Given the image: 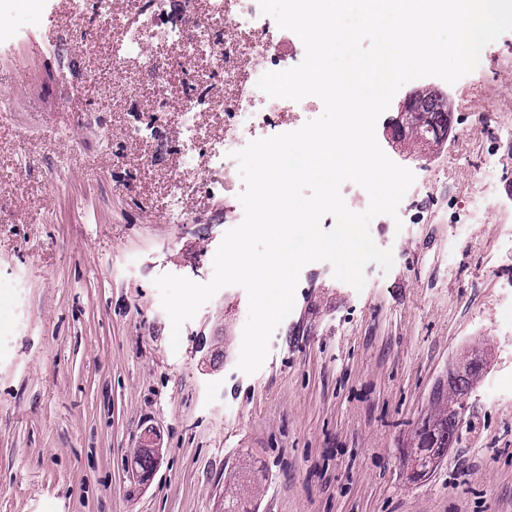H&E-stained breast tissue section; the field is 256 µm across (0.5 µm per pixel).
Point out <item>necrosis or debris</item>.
<instances>
[{
    "instance_id": "4bbe7bcc",
    "label": "necrosis or debris",
    "mask_w": 512,
    "mask_h": 512,
    "mask_svg": "<svg viewBox=\"0 0 512 512\" xmlns=\"http://www.w3.org/2000/svg\"><path fill=\"white\" fill-rule=\"evenodd\" d=\"M151 6V11L139 13L113 40L115 67L140 58L148 42L161 40L176 49L177 57L153 67L154 83L160 93H167L169 74L177 59L197 56L208 57L224 84L238 88L236 97L223 104L228 116L224 136L204 156L196 141L197 118L218 102L212 85L191 73L183 77L178 109L183 162L169 183L172 199L180 201L186 177L206 163L222 167L225 192L238 195L244 184L237 178L234 152L275 131L278 118L296 121L301 113L321 104L319 98L310 96L298 102L271 98L257 87L263 73L297 66L305 56L304 45L298 36L279 29L272 18L261 15L257 0H210L207 13L180 23L166 19L165 0H152Z\"/></svg>"
}]
</instances>
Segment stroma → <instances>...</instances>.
<instances>
[{
	"instance_id": "obj_1",
	"label": "stroma",
	"mask_w": 512,
	"mask_h": 512,
	"mask_svg": "<svg viewBox=\"0 0 512 512\" xmlns=\"http://www.w3.org/2000/svg\"><path fill=\"white\" fill-rule=\"evenodd\" d=\"M114 32L96 0H32L0 31V512H222L231 469L254 512H512V136L473 130V112L512 106V32L456 83L411 81L448 102L432 151L387 156L413 171L403 225L373 220L394 265L355 290L325 262L304 266L291 313L256 373L237 368L248 296L227 286L186 322L179 346L153 281L198 283L240 209L210 166L183 186L174 221L169 175L181 163L178 96L147 69L174 57L153 41L114 72ZM483 223L469 199L487 159ZM485 364L462 399L460 439L411 480L416 427L448 375ZM160 461L148 485L129 463L145 431Z\"/></svg>"
}]
</instances>
